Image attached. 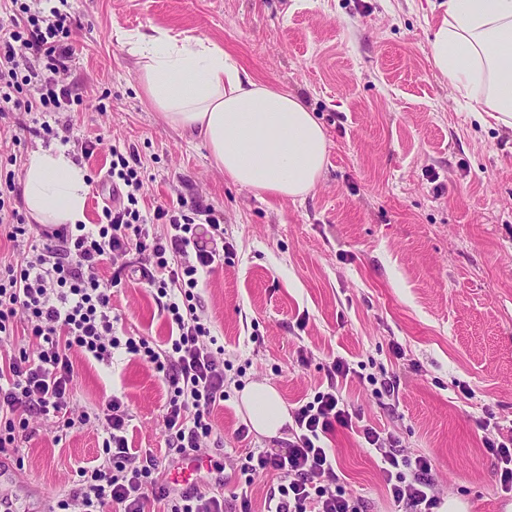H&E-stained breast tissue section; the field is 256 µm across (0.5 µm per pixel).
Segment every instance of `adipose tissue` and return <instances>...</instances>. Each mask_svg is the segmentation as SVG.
I'll return each mask as SVG.
<instances>
[{
  "label": "adipose tissue",
  "instance_id": "adipose-tissue-1",
  "mask_svg": "<svg viewBox=\"0 0 512 512\" xmlns=\"http://www.w3.org/2000/svg\"><path fill=\"white\" fill-rule=\"evenodd\" d=\"M430 42L433 67L452 90L512 128V0H444ZM138 60L140 93L171 126L200 140L225 178L261 197L301 200L319 184L328 141L305 101L257 81L205 38L186 42L152 29L124 36ZM26 208L41 224L84 222L87 174L54 146L32 152L22 171ZM258 435L274 438L291 417L266 382L239 393Z\"/></svg>",
  "mask_w": 512,
  "mask_h": 512
}]
</instances>
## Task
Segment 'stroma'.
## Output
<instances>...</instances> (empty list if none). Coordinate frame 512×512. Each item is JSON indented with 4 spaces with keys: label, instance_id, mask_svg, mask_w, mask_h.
Returning a JSON list of instances; mask_svg holds the SVG:
<instances>
[{
    "label": "stroma",
    "instance_id": "obj_1",
    "mask_svg": "<svg viewBox=\"0 0 512 512\" xmlns=\"http://www.w3.org/2000/svg\"><path fill=\"white\" fill-rule=\"evenodd\" d=\"M441 0H65L75 54L61 86L75 103L43 137L30 115L0 116V160L22 172L39 147L65 145L92 183L87 224L112 200L101 171L113 147L135 152L141 209L185 196L224 218L233 253L204 273L199 299L232 365L213 433L198 456L168 460V384L151 364L116 350L111 365L77 358L74 407L96 412L119 397L132 416L130 448L163 460L168 487L232 494L237 463L287 437L240 435L238 390L276 387L288 408L325 388L331 363L356 374L343 390L406 455H423L441 498L468 512H507L483 424L512 422V128L479 119L429 60ZM160 28L222 47L258 80L288 87L323 124L329 146L320 184L304 200L259 199L230 183L207 148L170 127L137 90L121 33ZM93 142L90 158L81 146ZM119 337L164 345L170 326L148 289L124 275L112 288ZM401 355H394L393 345ZM305 361H298V354ZM390 379L395 392L379 393ZM16 479L0 496L51 512L103 454L93 425L56 431L30 422ZM345 487L367 512H398L376 458L356 432L327 440Z\"/></svg>",
    "mask_w": 512,
    "mask_h": 512
}]
</instances>
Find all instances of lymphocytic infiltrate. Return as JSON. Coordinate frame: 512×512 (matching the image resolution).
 <instances>
[{
	"label": "lymphocytic infiltrate",
	"mask_w": 512,
	"mask_h": 512,
	"mask_svg": "<svg viewBox=\"0 0 512 512\" xmlns=\"http://www.w3.org/2000/svg\"><path fill=\"white\" fill-rule=\"evenodd\" d=\"M70 22L69 13L44 7L43 0H25L9 25H0L1 113H27L47 132L46 114L67 111L68 94L56 76L66 71L72 53L65 41ZM27 86L37 90V98H22ZM107 177L115 199L103 206V221L95 230L77 224L41 231L39 243L29 245L0 277V417L6 429L0 435L1 453L16 448L17 432L28 429L30 418L62 429L90 423V414L75 411L70 401L72 357L79 353L108 363L120 348L163 373L171 389L164 415L170 447L188 455L199 451L213 432L211 413L224 399L228 365L208 340L210 329L196 298L201 272L231 252L222 219L214 209L181 196L153 212L140 210L141 173L120 148L112 150ZM15 178L14 170L0 169V224L8 225L13 240L28 233ZM159 222L165 233H151V225ZM202 223L207 226L204 242L197 236ZM107 259L134 268L142 283L155 290L173 331L167 348L116 336L109 288L98 277ZM20 314L37 340L35 351L10 346ZM351 373L347 360H334L326 388L294 409L286 451L248 452L242 470L279 478L265 512H362L359 499L347 496L336 458L325 446L339 427L357 429L375 451L387 493L403 512H436L441 499L430 477V459L401 454L392 437L371 425H356L357 414L343 397ZM102 415L105 457L81 469L80 487L58 501V512H103L108 505L114 512H146L151 501L164 504L165 512H224L223 496L175 495L159 483L156 456L139 455L129 446L130 414L120 399L108 400Z\"/></svg>",
	"instance_id": "f902f5d3"
}]
</instances>
